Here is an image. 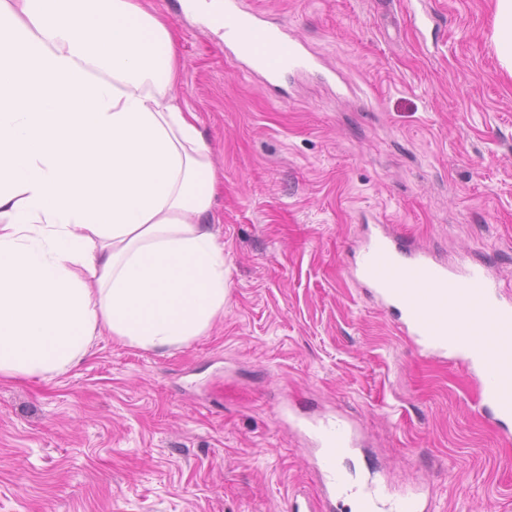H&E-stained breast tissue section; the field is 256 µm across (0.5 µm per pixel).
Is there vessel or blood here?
I'll return each mask as SVG.
<instances>
[{
	"mask_svg": "<svg viewBox=\"0 0 512 512\" xmlns=\"http://www.w3.org/2000/svg\"><path fill=\"white\" fill-rule=\"evenodd\" d=\"M217 22L224 27L229 56L268 84L319 66L301 42L289 39L286 26L266 23L261 10L242 11L239 0H224ZM354 278L419 350L466 364L480 380L482 412L501 430L512 427V298L504 296L486 265L448 268L427 250L382 229L364 238ZM482 325L489 326L492 342L478 349L470 336ZM313 431L326 501L350 499L356 512H433L420 491L391 497L378 483L355 481L343 468L356 446L346 426L326 420L315 423Z\"/></svg>",
	"mask_w": 512,
	"mask_h": 512,
	"instance_id": "obj_1",
	"label": "vessel or blood"
}]
</instances>
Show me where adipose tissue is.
Segmentation results:
<instances>
[{"mask_svg": "<svg viewBox=\"0 0 512 512\" xmlns=\"http://www.w3.org/2000/svg\"><path fill=\"white\" fill-rule=\"evenodd\" d=\"M176 40L142 0H0V378L93 340L164 349L224 313V243Z\"/></svg>", "mask_w": 512, "mask_h": 512, "instance_id": "1", "label": "adipose tissue"}]
</instances>
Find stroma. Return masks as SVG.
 I'll list each match as a JSON object with an SVG mask.
<instances>
[{"label":"stroma","mask_w":512,"mask_h":512,"mask_svg":"<svg viewBox=\"0 0 512 512\" xmlns=\"http://www.w3.org/2000/svg\"><path fill=\"white\" fill-rule=\"evenodd\" d=\"M320 56L269 90L176 0L177 95L220 185L224 315L189 344L112 336L52 379L0 380V512H288L320 497L313 423L347 467L435 512H512V437L467 366L415 348L352 278L383 225L512 285V75L492 0H240ZM434 21L417 32L420 8Z\"/></svg>","instance_id":"1"}]
</instances>
